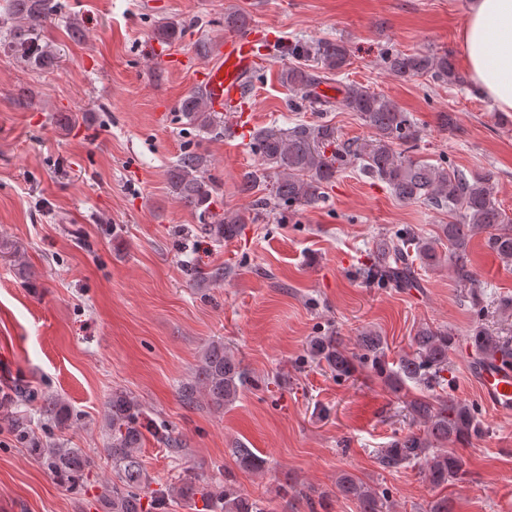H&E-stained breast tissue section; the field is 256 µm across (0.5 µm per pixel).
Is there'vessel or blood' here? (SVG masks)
I'll return each instance as SVG.
<instances>
[{
    "label": "vessel or blood",
    "instance_id": "b4317fda",
    "mask_svg": "<svg viewBox=\"0 0 512 512\" xmlns=\"http://www.w3.org/2000/svg\"><path fill=\"white\" fill-rule=\"evenodd\" d=\"M269 48L258 27L225 37L216 58L204 66L202 73L206 101L212 111H248L245 79L254 71L260 55L268 54ZM475 380L486 404L502 412L512 411V368L496 357L476 371Z\"/></svg>",
    "mask_w": 512,
    "mask_h": 512
}]
</instances>
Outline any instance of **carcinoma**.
Returning <instances> with one entry per match:
<instances>
[{
  "mask_svg": "<svg viewBox=\"0 0 512 512\" xmlns=\"http://www.w3.org/2000/svg\"><path fill=\"white\" fill-rule=\"evenodd\" d=\"M0 14V49L16 56L26 66L43 70L52 65L55 51L44 41V31L58 15L57 0H5ZM185 25L166 22L156 29V38L173 43L182 39ZM289 57L303 61L301 65L281 69L282 85L300 94L301 101L316 112H326L333 102L318 94L317 89L329 76L350 65V53L341 39L297 40L284 50ZM387 71L399 78L428 75L436 81L457 86L464 83L448 52L392 51L384 55ZM338 103L356 113L372 131L364 142L340 140L336 128L326 122L297 123L282 132L266 129L251 137L250 145L260 155L263 168L243 174L239 190L254 195L268 176H273V190L254 200L257 211H273L288 207H312L324 199V192L336 175L346 166L357 162L370 178L387 186L404 202L420 201L433 207H446L454 212L455 220L440 225L448 241V260L453 278L471 289L472 307L481 304L478 274L470 257L474 237L485 233L488 249L498 258L512 261V218L493 197L496 173L493 170L465 172L415 159L408 155L421 138L422 130L413 116L383 93L346 83L340 88ZM179 111L186 125L202 131L217 127L215 113L206 109L204 92L197 88L180 103ZM171 192L185 206L201 211L207 221L200 231L216 242L236 236L246 217L233 211L211 213L216 204L214 189L208 176V159L192 149L183 151L168 173ZM0 254L8 255L17 274L30 276L19 249L8 241L0 242ZM442 263L435 242L419 235L416 229L404 226L383 238L376 250L363 263L361 274L366 281L380 288L410 290L421 284L418 269H435ZM457 339L446 329L420 327L412 338L413 351L399 357L397 368L386 369L385 346L382 337L371 332L359 339V353H349L335 336H324L311 344V356L326 364L336 377H348L357 367L369 365L385 372V382L399 394L411 382L424 394L409 400V414L418 426L402 437L394 438L381 449L377 460L389 471L408 464L420 466L421 473L433 486H443L463 471L464 460L446 446L468 445L484 434L477 409L453 395L438 393L448 384V352ZM469 356L473 363L498 352L504 365L512 367V336H495L483 328H475L469 336ZM246 383L239 362L222 341L207 345L196 366L192 379L180 385L181 400L190 405L196 394H202L216 410L233 403ZM43 415L63 422L62 406L51 398L43 400ZM142 404L126 393L115 392L108 402L105 415L109 440L105 452L112 461L115 478L101 486L99 497L108 512H155L165 500L158 489L151 492L148 503L145 489L149 488L143 460L144 441ZM38 455L45 467L60 482L74 486L84 477L90 460L74 448L51 443L38 445ZM238 468L260 473L268 469L266 459L251 449H233ZM339 491L358 503L360 512H391L386 494L362 480L344 474L338 480ZM173 494L193 512H266L262 501L251 497L236 486L231 473L224 474V484L206 485L199 475L185 470Z\"/></svg>",
  "mask_w": 512,
  "mask_h": 512,
  "instance_id": "obj_1",
  "label": "carcinoma"
}]
</instances>
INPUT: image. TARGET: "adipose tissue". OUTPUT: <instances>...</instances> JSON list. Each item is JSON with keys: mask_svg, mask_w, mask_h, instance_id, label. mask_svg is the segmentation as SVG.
<instances>
[{"mask_svg": "<svg viewBox=\"0 0 512 512\" xmlns=\"http://www.w3.org/2000/svg\"><path fill=\"white\" fill-rule=\"evenodd\" d=\"M460 44L472 85L512 112V0H470Z\"/></svg>", "mask_w": 512, "mask_h": 512, "instance_id": "obj_1", "label": "adipose tissue"}]
</instances>
